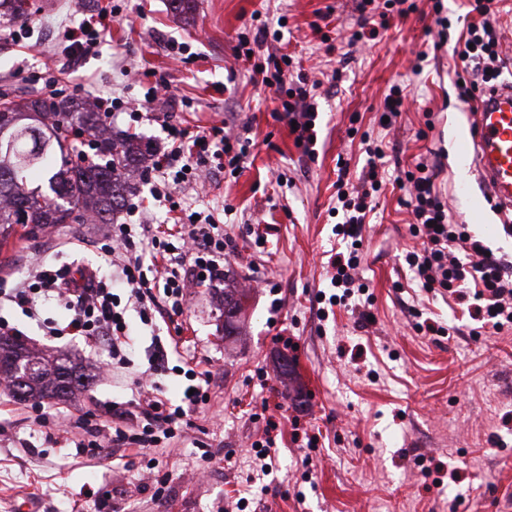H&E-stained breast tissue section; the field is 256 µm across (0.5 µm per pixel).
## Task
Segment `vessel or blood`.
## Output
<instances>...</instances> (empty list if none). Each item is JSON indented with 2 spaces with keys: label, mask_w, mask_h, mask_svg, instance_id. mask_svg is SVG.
Returning a JSON list of instances; mask_svg holds the SVG:
<instances>
[{
  "label": "vessel or blood",
  "mask_w": 512,
  "mask_h": 512,
  "mask_svg": "<svg viewBox=\"0 0 512 512\" xmlns=\"http://www.w3.org/2000/svg\"><path fill=\"white\" fill-rule=\"evenodd\" d=\"M475 107L474 171L500 210L512 211V84L486 92Z\"/></svg>",
  "instance_id": "obj_1"
}]
</instances>
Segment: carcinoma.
Masks as SVG:
<instances>
[{
    "label": "carcinoma",
    "instance_id": "1",
    "mask_svg": "<svg viewBox=\"0 0 512 512\" xmlns=\"http://www.w3.org/2000/svg\"><path fill=\"white\" fill-rule=\"evenodd\" d=\"M28 0H0V15L25 19ZM14 141L8 160L0 159V245L31 226L30 234L50 224H71L89 214L88 224H111L116 212L136 192L135 174L152 152L149 143L131 134L112 135L96 106L62 101L47 109L40 99L0 106V130ZM92 136L100 152L99 164L75 161L77 146L69 138ZM35 362L25 400H66L91 379L84 367L63 354L46 358L18 336L0 338V390L15 396L18 364Z\"/></svg>",
    "mask_w": 512,
    "mask_h": 512
}]
</instances>
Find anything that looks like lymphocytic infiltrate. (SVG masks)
I'll return each instance as SVG.
<instances>
[{"mask_svg": "<svg viewBox=\"0 0 512 512\" xmlns=\"http://www.w3.org/2000/svg\"><path fill=\"white\" fill-rule=\"evenodd\" d=\"M362 3L370 11L363 17L360 30L349 35L352 44L363 39L364 29H388L391 18H405L416 10L414 0H362ZM493 3L494 0H470V10L482 16L484 22L479 27L468 26L454 46V54L461 63L457 73L460 82L457 101L463 106L470 105L478 92L494 87L503 74L498 39L489 21ZM288 67L285 57L271 55L265 63L254 64L252 78L267 83L273 90L278 101L276 119L295 123L296 145L311 157L315 154L311 138L317 118L311 102L313 88L302 77L287 80ZM160 122L168 148L151 159L150 193L155 201L167 205L169 211L180 210L181 203L174 195L196 177L199 164L207 162L214 168L227 167L235 172L241 169L248 155L249 142L232 137L222 127L213 126L193 134L170 112L163 113ZM362 141L368 159L361 188L350 187L342 178L336 181L337 204L342 211L336 232L351 240L352 245L336 253L330 261L334 273L330 278L333 292L328 301L332 304L347 303L354 295L366 292L358 273L360 228L367 214L375 209V195L383 185L384 151L372 143L370 135H363ZM435 178L434 166L427 164L405 171L397 180L407 190L406 204L414 216L412 232L421 240L419 249L406 253L405 263L424 291L453 297L458 305L466 308L472 320L501 331L512 325V260L489 255L486 246L470 235L466 225L452 221L435 189ZM231 243L223 224L213 214L202 213L168 232L152 224L110 225L101 248L111 257L113 265L120 267L140 320L148 323L160 313L171 318L182 315L192 285L202 280L211 283L221 280L224 252ZM53 295L65 296L67 315L63 321L44 323L46 336H81L90 340L105 337L108 368L129 367L124 352L128 337L126 308L113 292L111 282L99 272H91L79 288L72 287L67 273L45 267L13 285L7 279H0V304L17 306L35 321L40 318L43 301ZM181 373L192 390L187 406L207 404L206 372L187 364L182 366ZM136 384L145 418L136 432L123 428L133 417L126 410L113 411L106 418L86 412L65 423L51 420L39 407L33 421L45 428L46 441L55 442L72 435L79 455L104 447L109 439L139 453L157 447L161 439L174 438L186 426L187 406L163 400L160 386L151 377L137 378Z\"/></svg>", "mask_w": 512, "mask_h": 512, "instance_id": "lymphocytic-infiltrate-1", "label": "lymphocytic infiltrate"}]
</instances>
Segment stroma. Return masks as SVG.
Returning <instances> with one entry per match:
<instances>
[{
    "instance_id": "obj_1",
    "label": "stroma",
    "mask_w": 512,
    "mask_h": 512,
    "mask_svg": "<svg viewBox=\"0 0 512 512\" xmlns=\"http://www.w3.org/2000/svg\"><path fill=\"white\" fill-rule=\"evenodd\" d=\"M109 1L120 7L110 37L97 52L70 57L66 29ZM434 1L415 0V13L353 46L345 37L358 28L357 0H195L187 19L169 0H44L22 43L0 38V96H43L40 76L58 65L66 99L114 93L125 107L112 113V128L159 151L167 146L160 125L130 114L165 78L185 107L159 102L155 111L205 130L224 122L252 141L239 174L219 173L180 196L184 207L226 212L232 244L222 286L247 300L233 335L224 333L217 289L205 283L190 289L178 322L159 316L146 325L128 311L131 365L103 376L105 342L53 339L11 315L29 344L96 373L75 398L44 400L54 417L131 399L129 379L147 369L156 338L166 347L178 342L208 371V404L190 412L180 438L146 454L128 458L112 443L79 456L66 442L45 441L29 402L0 392V512H512V327L494 332L453 299L421 291L403 261L419 240L394 179L422 158L437 167L435 187L453 221L495 256L512 257L503 213L458 150L473 116L457 106L453 40L480 17L468 0H438L456 20L450 41H440ZM247 24L282 29L284 38L252 59L235 58ZM172 41L187 43L188 57L169 55ZM420 51L428 58L417 72ZM271 54L291 56L292 74L318 84L315 158L303 156L287 122L273 117L268 89L252 79L253 65ZM395 84L406 86L409 103L386 127L383 101ZM364 132L385 152L378 206L362 228L360 272L373 315L365 325L358 312L319 298L337 246L330 209L338 164L347 162L350 181L358 180ZM103 230L73 223L33 238L17 232L0 249V277L24 280L38 260L111 275ZM424 317L445 335L417 333ZM283 336L291 348L280 344ZM264 409L280 417L282 430L265 472L251 448ZM298 431L318 435L317 448L295 440Z\"/></svg>"
}]
</instances>
